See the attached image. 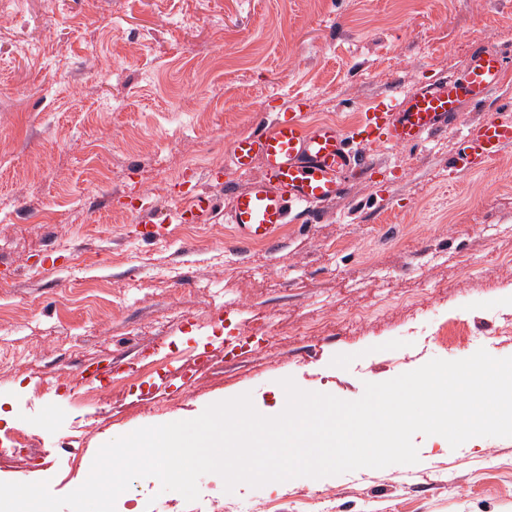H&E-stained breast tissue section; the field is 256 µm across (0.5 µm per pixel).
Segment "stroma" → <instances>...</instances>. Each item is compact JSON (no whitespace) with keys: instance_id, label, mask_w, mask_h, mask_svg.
<instances>
[{"instance_id":"35a3bbf8","label":"stroma","mask_w":512,"mask_h":512,"mask_svg":"<svg viewBox=\"0 0 512 512\" xmlns=\"http://www.w3.org/2000/svg\"><path fill=\"white\" fill-rule=\"evenodd\" d=\"M512 48V0H0V430L25 427L40 466L0 459V481L63 496L99 448L281 379L353 401L431 359L512 356V148L450 177L462 107L419 147L364 144L380 165L271 245L237 243L224 216L231 141L305 100L353 123L377 99L461 72L475 42ZM196 178L214 211L148 240L135 203L165 219ZM245 348L224 356V336ZM207 367L189 370L193 350ZM156 359L128 388L123 370ZM111 378L82 379L85 364ZM165 397L164 413L152 411ZM419 461L283 494L219 475L199 489L237 512H512V437L451 448L415 435ZM135 479L119 512L181 502Z\"/></svg>"}]
</instances>
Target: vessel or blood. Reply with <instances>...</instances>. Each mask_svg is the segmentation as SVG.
<instances>
[{
  "label": "vessel or blood",
  "mask_w": 512,
  "mask_h": 512,
  "mask_svg": "<svg viewBox=\"0 0 512 512\" xmlns=\"http://www.w3.org/2000/svg\"><path fill=\"white\" fill-rule=\"evenodd\" d=\"M510 68L512 51L475 47L461 74L383 99L348 128L310 119L302 103H293L271 127L231 142L228 166L244 172L258 162L263 174L235 192L226 223L232 224L238 240L247 243L271 241L291 222L311 223L320 206L346 193L352 179L373 173L371 160L354 151L355 141L419 146L446 131L466 104L486 109L487 115L463 130L450 167L457 174L488 170L512 147V113L491 106ZM213 208L209 196L190 191L168 219L198 224Z\"/></svg>",
  "instance_id": "b4317fda"
}]
</instances>
